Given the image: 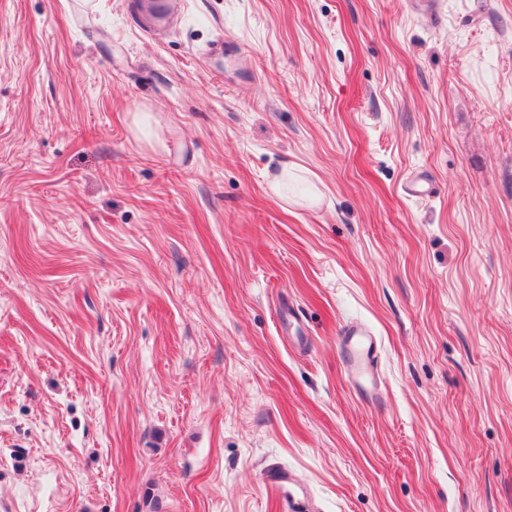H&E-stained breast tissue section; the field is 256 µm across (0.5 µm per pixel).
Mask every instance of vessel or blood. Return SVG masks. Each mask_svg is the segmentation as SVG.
Returning <instances> with one entry per match:
<instances>
[{
	"mask_svg": "<svg viewBox=\"0 0 512 512\" xmlns=\"http://www.w3.org/2000/svg\"><path fill=\"white\" fill-rule=\"evenodd\" d=\"M339 342L352 383L365 396L378 398V341L372 330L361 323L345 325Z\"/></svg>",
	"mask_w": 512,
	"mask_h": 512,
	"instance_id": "1",
	"label": "vessel or blood"
}]
</instances>
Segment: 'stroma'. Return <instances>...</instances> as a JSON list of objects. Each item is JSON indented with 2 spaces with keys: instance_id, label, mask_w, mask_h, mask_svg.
Returning <instances> with one entry per match:
<instances>
[{
  "instance_id": "obj_1",
  "label": "stroma",
  "mask_w": 512,
  "mask_h": 512,
  "mask_svg": "<svg viewBox=\"0 0 512 512\" xmlns=\"http://www.w3.org/2000/svg\"><path fill=\"white\" fill-rule=\"evenodd\" d=\"M149 2L0 0V512H512V0ZM346 368L355 387L371 399L380 397L378 377V341L372 330L361 323L343 327L339 338Z\"/></svg>"
}]
</instances>
